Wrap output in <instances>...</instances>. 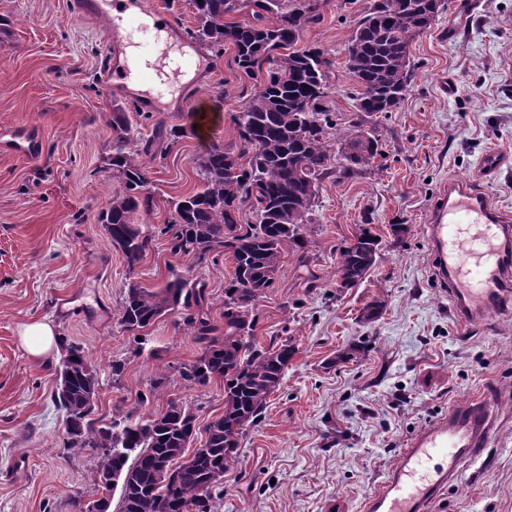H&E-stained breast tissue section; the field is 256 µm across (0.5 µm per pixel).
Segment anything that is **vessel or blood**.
<instances>
[{
  "mask_svg": "<svg viewBox=\"0 0 512 512\" xmlns=\"http://www.w3.org/2000/svg\"><path fill=\"white\" fill-rule=\"evenodd\" d=\"M75 12L102 20L115 58L108 77L140 109L161 112L183 99L188 73L205 55L186 38H173V24L143 0H72ZM154 39V60L143 58V40ZM14 154L33 157L41 138L32 128L10 130ZM428 238L438 276L458 320H478L512 302V215L469 183L449 182L433 202ZM490 398L455 405L447 417L416 434L398 464L364 502V512H428L461 462L475 458L492 428Z\"/></svg>",
  "mask_w": 512,
  "mask_h": 512,
  "instance_id": "1",
  "label": "vessel or blood"
}]
</instances>
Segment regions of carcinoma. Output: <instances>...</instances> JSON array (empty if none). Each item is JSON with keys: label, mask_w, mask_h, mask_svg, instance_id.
<instances>
[{"label": "carcinoma", "mask_w": 512, "mask_h": 512, "mask_svg": "<svg viewBox=\"0 0 512 512\" xmlns=\"http://www.w3.org/2000/svg\"><path fill=\"white\" fill-rule=\"evenodd\" d=\"M193 26L185 33L216 54L235 49V63L256 81V90L232 115L240 145L212 144L199 156L200 188L171 202L172 221L161 233L171 236L173 252L202 266L211 254H228L234 271L224 286V332L207 308L204 284L174 274L158 289L129 285L119 309L127 331L148 327L166 313L179 314L202 353L179 369L190 387L224 383V413L197 435L194 409L175 401L159 414L97 417V372L82 348L61 338L54 403L65 413L64 450L92 452L94 482L102 497L120 488L119 512H219L224 491L210 480L240 461L241 440L261 418L296 353L293 339L259 344L253 307L273 283L286 254L305 252L307 223L321 181L334 172L371 166L382 155L376 132L365 141L341 131L324 106L331 60L322 49L303 46V34L320 20L318 0H186ZM444 0H375L351 34L346 67L363 116L390 112L404 99L414 75L410 46L431 28ZM241 16L237 21L229 20ZM184 130L164 121L151 134L137 136L119 105L112 118L113 177L122 190L100 212L102 224L134 268L152 246L134 219L149 212L154 197L143 158H162ZM249 205L258 223L242 228L239 211ZM380 238L359 229L355 244L340 251L342 287L361 283L374 267Z\"/></svg>", "instance_id": "obj_1"}]
</instances>
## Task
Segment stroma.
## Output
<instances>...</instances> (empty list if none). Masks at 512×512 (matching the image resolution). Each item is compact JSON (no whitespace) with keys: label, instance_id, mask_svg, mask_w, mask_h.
Segmentation results:
<instances>
[{"label":"stroma","instance_id":"obj_1","mask_svg":"<svg viewBox=\"0 0 512 512\" xmlns=\"http://www.w3.org/2000/svg\"><path fill=\"white\" fill-rule=\"evenodd\" d=\"M373 2L320 0L321 20L303 35L333 62L326 105L341 129L359 117L347 41ZM107 54L102 24L74 16L70 0H0V131L32 124L42 139L33 158L0 150V512H79L99 497L93 458L62 445L65 416L52 401L58 357L31 359L19 341L29 319L50 318L58 336L83 347L103 418L175 401L194 409L202 429L224 412L221 382L190 388L177 372L201 353L179 316L136 336L118 309L129 283L159 288L187 271L204 282L211 319L223 326L230 258L195 266L171 253L162 229L171 201L198 188V157L213 143L237 144L232 116L255 86L228 46L190 88L194 111L166 115L187 134L146 164L154 205L138 222L152 246L131 269L97 222L120 188L106 164L112 109L126 106L139 134L152 124L106 79ZM411 54L406 96L369 119L382 157L358 172L337 164L321 182L306 262L285 257L255 307L260 344L290 338L297 353L224 476L220 512H363L412 436L486 392L495 399L486 461L463 462L430 512H512V306L458 323L426 227L451 180L512 214V0H445ZM210 87L224 88L222 103ZM491 149L507 160L484 177L479 163ZM365 223L382 239L377 262L358 286L338 287L340 251ZM401 223L409 231L399 240L390 227ZM378 294L386 300L378 320L361 322ZM353 346L361 358L337 362Z\"/></svg>","mask_w":512,"mask_h":512}]
</instances>
